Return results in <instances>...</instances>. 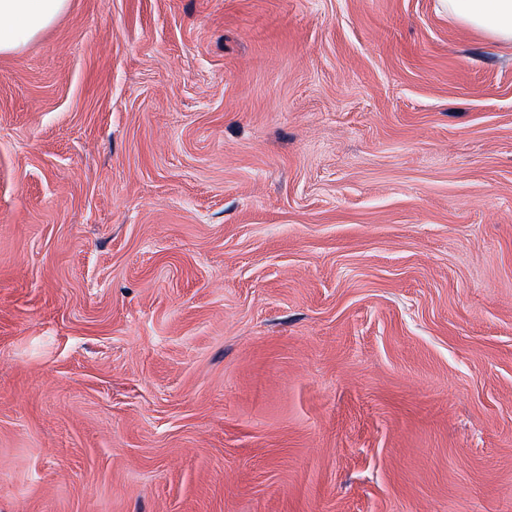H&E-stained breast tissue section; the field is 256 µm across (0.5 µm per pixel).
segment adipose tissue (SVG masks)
<instances>
[{
    "mask_svg": "<svg viewBox=\"0 0 512 512\" xmlns=\"http://www.w3.org/2000/svg\"><path fill=\"white\" fill-rule=\"evenodd\" d=\"M450 20L512 44V0H438ZM69 0H0V54L20 50L63 15Z\"/></svg>",
    "mask_w": 512,
    "mask_h": 512,
    "instance_id": "1",
    "label": "adipose tissue"
}]
</instances>
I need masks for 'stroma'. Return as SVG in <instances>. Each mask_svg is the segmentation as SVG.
Wrapping results in <instances>:
<instances>
[{"instance_id":"obj_1","label":"stroma","mask_w":512,"mask_h":512,"mask_svg":"<svg viewBox=\"0 0 512 512\" xmlns=\"http://www.w3.org/2000/svg\"><path fill=\"white\" fill-rule=\"evenodd\" d=\"M0 512H512V46L70 0L0 55Z\"/></svg>"}]
</instances>
